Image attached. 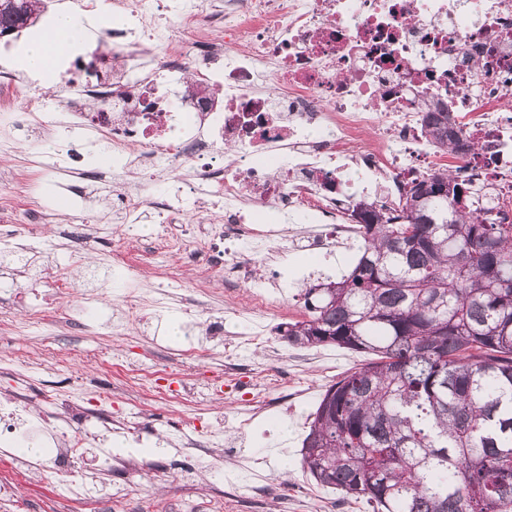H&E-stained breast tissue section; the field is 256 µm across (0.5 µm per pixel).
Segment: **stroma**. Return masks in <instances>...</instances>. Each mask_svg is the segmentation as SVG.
<instances>
[{"instance_id":"1","label":"stroma","mask_w":512,"mask_h":512,"mask_svg":"<svg viewBox=\"0 0 512 512\" xmlns=\"http://www.w3.org/2000/svg\"><path fill=\"white\" fill-rule=\"evenodd\" d=\"M107 151L97 136L65 123L49 124L38 137L19 138L13 148L0 151V240L11 241L29 260L23 268L0 262V357L12 360L8 369H0V397L24 389L37 414L47 412L43 395L54 389L71 393L78 403L108 397L112 420L87 426L88 447L101 445L127 459L150 451L165 463L166 470L147 476L141 490L126 491L123 504L113 508L108 499L123 489L121 471H88L87 480L99 490L103 510L140 512L146 499L150 512H212L209 501L218 493L223 497L222 512H246L245 500L253 486L284 484L291 497L289 504L281 505L271 496L265 512H368L362 503L341 500L332 489L317 485L303 471L300 454L322 393L364 358L333 345L294 347L279 332L280 325L308 317L302 282L315 286L340 279L352 269L354 255L344 252L324 259L308 251L290 253L278 274L290 285L288 310L272 320L270 347L254 355L262 372L239 375L235 385L212 395L203 408L169 405L168 397L180 394L183 386L228 379L225 349L248 328L239 313L248 293L241 285L225 291L223 282L208 280L198 266L177 261L168 268L153 265L147 256L156 245L153 218L134 226L113 223L109 186H99L85 198L66 192L70 174L56 170V163L68 157L73 167L93 170ZM31 154L40 156L41 169L25 165ZM32 198L37 201L33 208L28 205ZM75 215L92 227L111 224L109 241H97L84 254H75L63 234ZM118 249L128 253L131 264L115 261L113 254ZM48 272L69 282L68 301L85 293L98 296L92 323L82 325L58 311L45 327L28 322L25 311L13 308L11 285L41 302V278ZM131 285L139 292L142 308L117 336L112 321L120 316L123 291ZM202 291L211 294L209 313L224 319L223 335H206L186 315L188 302ZM189 348L206 349L209 355L199 363H181L179 354ZM129 363L148 370L163 368L158 394H139L125 384L120 368ZM284 385L293 393L287 406L259 415L246 437L237 439L236 408L250 393H274ZM134 405L146 412L152 424L151 432L138 444L120 429ZM194 417L223 430L224 447L188 445L181 425ZM41 464L38 452L0 446V480L26 466L33 484L29 499H0V512H83L82 507L65 506L55 485L41 480Z\"/></svg>"}]
</instances>
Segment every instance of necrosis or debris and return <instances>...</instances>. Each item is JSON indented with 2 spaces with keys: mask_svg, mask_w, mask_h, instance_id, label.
Here are the masks:
<instances>
[{
  "mask_svg": "<svg viewBox=\"0 0 512 512\" xmlns=\"http://www.w3.org/2000/svg\"><path fill=\"white\" fill-rule=\"evenodd\" d=\"M213 29L221 38H207ZM98 51L111 73L85 71L60 113L37 91L16 114L15 76L0 72V141L59 120L105 135L114 161L137 147L156 169L189 165L183 188L155 205L153 257L167 259L172 243L225 284L256 283L250 329L227 353L243 370L255 371L284 305L268 270L290 251L352 250L357 194L392 213L411 179L443 168L482 196L492 222L512 223V0H112ZM437 103L471 152L433 143L421 114ZM188 203L220 214L185 235ZM266 208L299 218L288 246L279 225L257 223ZM0 415L9 440L40 436L66 502L97 503L85 469L115 466L111 451L35 422L18 397Z\"/></svg>",
  "mask_w": 512,
  "mask_h": 512,
  "instance_id": "necrosis-or-debris-1",
  "label": "necrosis or debris"
}]
</instances>
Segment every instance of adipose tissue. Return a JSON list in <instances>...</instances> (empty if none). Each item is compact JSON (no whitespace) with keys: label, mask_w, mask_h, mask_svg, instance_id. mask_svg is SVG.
<instances>
[{"label":"adipose tissue","mask_w":512,"mask_h":512,"mask_svg":"<svg viewBox=\"0 0 512 512\" xmlns=\"http://www.w3.org/2000/svg\"><path fill=\"white\" fill-rule=\"evenodd\" d=\"M92 19L77 20L73 12L55 14L47 27L29 35L16 64L33 74H48L77 49L92 43Z\"/></svg>","instance_id":"obj_1"}]
</instances>
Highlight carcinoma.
Here are the masks:
<instances>
[{
    "label": "carcinoma",
    "mask_w": 512,
    "mask_h": 512,
    "mask_svg": "<svg viewBox=\"0 0 512 512\" xmlns=\"http://www.w3.org/2000/svg\"><path fill=\"white\" fill-rule=\"evenodd\" d=\"M45 0H0V30ZM439 146L471 145L424 112ZM389 216L368 204L359 257L334 288L305 289L298 347L368 356L325 390L302 441L304 469L370 512H512V224L446 170Z\"/></svg>",
    "instance_id": "cac0c4a2"
}]
</instances>
